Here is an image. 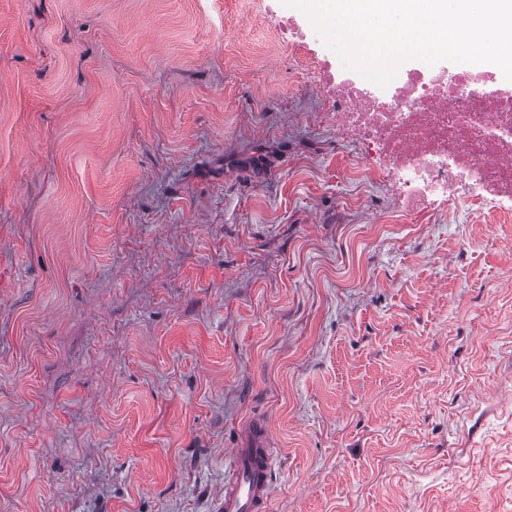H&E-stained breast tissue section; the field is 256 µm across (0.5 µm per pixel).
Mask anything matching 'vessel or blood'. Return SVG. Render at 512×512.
<instances>
[{"instance_id": "obj_1", "label": "vessel or blood", "mask_w": 512, "mask_h": 512, "mask_svg": "<svg viewBox=\"0 0 512 512\" xmlns=\"http://www.w3.org/2000/svg\"><path fill=\"white\" fill-rule=\"evenodd\" d=\"M275 454L265 430L245 427L224 471V495L218 512H265L272 493Z\"/></svg>"}]
</instances>
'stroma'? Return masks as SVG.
<instances>
[{"mask_svg":"<svg viewBox=\"0 0 512 512\" xmlns=\"http://www.w3.org/2000/svg\"><path fill=\"white\" fill-rule=\"evenodd\" d=\"M266 0H0V512H512V209L403 215ZM261 427L247 426L225 461L224 496L218 512L266 511L272 493L274 448Z\"/></svg>","mask_w":512,"mask_h":512,"instance_id":"obj_1","label":"stroma"}]
</instances>
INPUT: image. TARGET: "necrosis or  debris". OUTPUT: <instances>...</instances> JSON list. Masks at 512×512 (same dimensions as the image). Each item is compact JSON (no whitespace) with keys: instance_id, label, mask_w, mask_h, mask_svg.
<instances>
[{"instance_id":"1","label":"necrosis or debris","mask_w":512,"mask_h":512,"mask_svg":"<svg viewBox=\"0 0 512 512\" xmlns=\"http://www.w3.org/2000/svg\"><path fill=\"white\" fill-rule=\"evenodd\" d=\"M288 43L314 47L322 95L341 140L419 216L467 199L512 203V83L499 68L403 62L387 87L343 67L312 23L275 15Z\"/></svg>"}]
</instances>
